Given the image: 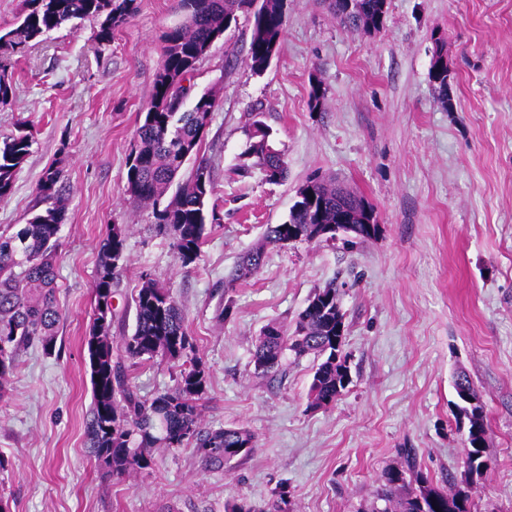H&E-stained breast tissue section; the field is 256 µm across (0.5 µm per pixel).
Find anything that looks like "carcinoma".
Here are the masks:
<instances>
[{
	"label": "carcinoma",
	"mask_w": 512,
	"mask_h": 512,
	"mask_svg": "<svg viewBox=\"0 0 512 512\" xmlns=\"http://www.w3.org/2000/svg\"><path fill=\"white\" fill-rule=\"evenodd\" d=\"M252 0H179L185 21L164 37L163 64L156 73L143 122L137 128L126 162V191L132 203L150 206L157 226L171 234L180 266L192 268L201 257L205 225L214 215L210 204L215 186L211 177L202 182L199 171H209L199 157L209 117L218 107L219 92L191 96L189 85L198 65L213 43L237 22L241 13L251 12ZM135 0H23V10L12 29L0 32V105L14 96L11 57L22 55L38 41L65 23L94 18L95 39L104 46L112 33L126 23ZM329 7L349 32L371 34L384 24L386 0H329ZM253 13V12H251ZM288 17V0H263L253 13L246 65L254 75L264 73L278 52ZM448 55L438 44L430 69V81L442 107L448 98ZM250 163L244 172L259 171L265 181L277 183L288 173L284 153L275 148L272 131L260 119L245 127ZM32 127L21 123L15 132L0 137V198L9 195L16 173L31 152ZM196 159L191 176L167 205H161L169 186L185 163ZM70 186L63 170L48 167L38 187L39 210L25 224L0 226V399L7 393L20 351L39 345L55 347L62 313L56 299L55 261L59 233L66 220ZM300 199L292 206L288 221L267 225L263 243L245 255L231 281L246 279L261 268L265 247L280 246L293 226L300 240H330L320 226L336 223V212L355 213V236L370 238L362 221L375 215L374 208L356 193L319 179L299 188ZM127 230L113 225L100 244V260L94 285L93 322L86 337L92 382V402L87 435L95 460L107 472L122 478L149 470L155 465L158 448L176 449L193 441L203 464L222 469L237 457L248 456L256 447L254 434L245 427L218 430L202 428V401L207 374L196 345L188 335L182 309L170 289L141 274L134 297L135 328L131 335L112 336V287L124 261ZM338 288L332 283L316 290L299 314L293 334L276 324L267 325L257 339L252 362L254 374L276 371L285 351L295 358L309 354L322 358L310 385V406L322 408L346 389L345 337L336 335V321L344 320L338 304ZM178 364L174 386L148 402L131 383L129 362L156 358ZM457 421L466 427L463 444L474 475L490 470L486 454L488 424L484 403L470 404L469 392L479 396L471 379L460 373L454 379ZM473 487L469 481L448 490L432 486L406 454L399 467L386 470L371 498L357 512H472Z\"/></svg>",
	"instance_id": "cac0c4a2"
}]
</instances>
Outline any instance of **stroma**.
<instances>
[{
    "label": "stroma",
    "mask_w": 512,
    "mask_h": 512,
    "mask_svg": "<svg viewBox=\"0 0 512 512\" xmlns=\"http://www.w3.org/2000/svg\"><path fill=\"white\" fill-rule=\"evenodd\" d=\"M110 44L96 19L64 25L13 56L15 96L0 107V137L34 127L31 153L0 199V225L32 215L44 170L70 185L56 257L62 319L54 353L22 351L0 401V501L8 512H224L261 506L280 485L288 512H356L385 470L412 449L430 483L464 478L454 415L457 372L485 404L493 468L473 512H512V0H387L384 25L350 33L326 0H288L281 47L268 70L244 63L251 20L240 16L210 48L193 93L220 91L201 144L216 188L194 269L178 263L151 210L130 204L126 158L162 63L178 0H136ZM448 49L452 109L429 72L437 41ZM325 90L310 106L313 82ZM270 127L288 178L243 174L244 129ZM357 189L374 207L368 239L267 247L260 271L230 283L239 258L270 224L287 221L313 178ZM127 226L126 260L112 293V333L132 334L140 273L169 288L208 372L203 426H243L256 446L224 469L205 468L193 446L158 449L152 470L116 479L91 456L92 384L84 338L94 306L99 243ZM344 282L351 383L314 408L313 356L286 355L256 375L251 353L271 323L294 330L315 290ZM231 313L220 317L223 306ZM176 367L131 369L142 399L171 389Z\"/></svg>",
    "instance_id": "stroma-1"
}]
</instances>
